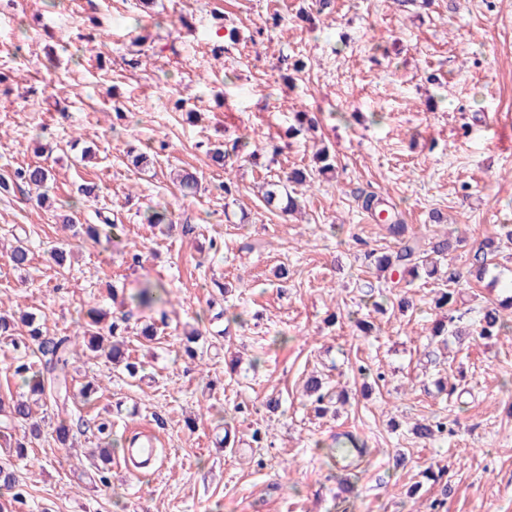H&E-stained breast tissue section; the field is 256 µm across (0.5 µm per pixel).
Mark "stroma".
<instances>
[{"label": "stroma", "mask_w": 512, "mask_h": 512, "mask_svg": "<svg viewBox=\"0 0 512 512\" xmlns=\"http://www.w3.org/2000/svg\"><path fill=\"white\" fill-rule=\"evenodd\" d=\"M298 112L316 129L271 156ZM239 137L255 158L213 164ZM323 146L335 177L289 183L296 214L268 210L262 182L311 169ZM34 162L54 177L47 201L0 190V312L34 313L49 336L73 335L92 304L127 315L140 371L75 346L69 376L98 393L38 408L43 433L14 462L16 512H512V332L462 348L431 338L438 286L512 225V0H0V174ZM181 169L197 193L173 182ZM228 176L230 199L217 189ZM369 194L421 239L460 238L436 278L368 269L365 249L397 247L362 209ZM163 208L165 234L147 222ZM67 216L123 231L95 242ZM21 242L32 260L18 269ZM60 245L65 267L48 259ZM497 262L491 281L462 287L466 322L501 299L512 244ZM148 283L162 303L113 306ZM400 294L412 309L367 303ZM146 323L155 339L139 336ZM193 328L205 341L194 358ZM314 372L348 396L337 415L317 416L305 395ZM446 379L456 394L439 390ZM63 418L69 448L55 440ZM99 419L118 445L104 483L84 460ZM436 419L453 435L412 434ZM339 427L364 448L351 471L336 463ZM142 432L163 453L137 477L120 447Z\"/></svg>", "instance_id": "obj_1"}]
</instances>
